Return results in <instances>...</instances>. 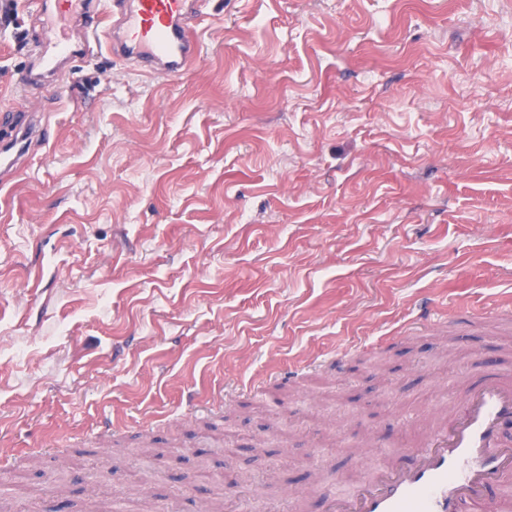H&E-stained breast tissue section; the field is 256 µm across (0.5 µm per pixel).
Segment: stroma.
Masks as SVG:
<instances>
[{
	"mask_svg": "<svg viewBox=\"0 0 512 512\" xmlns=\"http://www.w3.org/2000/svg\"><path fill=\"white\" fill-rule=\"evenodd\" d=\"M202 10L165 79L68 18L28 96L47 21L0 8V113L42 128L0 194L9 512H291L512 370V0ZM74 49L66 38L55 31H51L45 45L37 49L36 55L40 66L48 72H56L60 57L73 55Z\"/></svg>",
	"mask_w": 512,
	"mask_h": 512,
	"instance_id": "obj_1",
	"label": "stroma"
}]
</instances>
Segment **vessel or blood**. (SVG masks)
<instances>
[{"label":"vessel or blood","mask_w":512,"mask_h":512,"mask_svg":"<svg viewBox=\"0 0 512 512\" xmlns=\"http://www.w3.org/2000/svg\"><path fill=\"white\" fill-rule=\"evenodd\" d=\"M124 45L136 70L176 76L198 56L187 0H113ZM50 32L36 55L56 72L73 55ZM512 376L488 373L466 381L447 424L427 431L418 446L374 459L358 476L334 477L317 490L321 512H472L499 490L497 512H512Z\"/></svg>","instance_id":"obj_1"}]
</instances>
